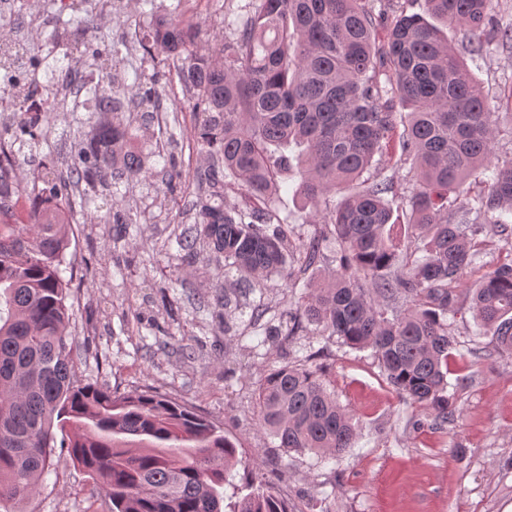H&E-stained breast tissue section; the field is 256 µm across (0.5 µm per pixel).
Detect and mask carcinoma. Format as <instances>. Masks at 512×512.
<instances>
[{
	"label": "carcinoma",
	"instance_id": "1",
	"mask_svg": "<svg viewBox=\"0 0 512 512\" xmlns=\"http://www.w3.org/2000/svg\"><path fill=\"white\" fill-rule=\"evenodd\" d=\"M384 22L380 46L365 0H250L246 20L216 38L210 56L189 53L193 28L176 11L157 20L142 45L165 55L193 93L203 114L197 144L212 159L194 172L199 212L178 240L182 259L205 246L224 258L226 276L249 280L284 270L288 232L273 225L268 203L283 190L279 176L291 161L271 147H304L295 157L298 192L322 224L299 247V259L311 267L332 244L338 265L285 310L288 335L328 334L372 350L396 392L448 424L456 417L446 395L448 313L474 261V236L484 227L508 231L512 161H493V151L502 127L512 133V112L488 111L444 29L512 42V22L497 17L493 0H424L422 12L402 8ZM83 35L75 16L56 32L103 57ZM89 93L95 111L112 119L84 134L67 175L51 169L41 177L23 215L16 209L25 195L13 179L16 152L36 147L27 136L41 114L23 113L15 128H5L11 140L0 137V512H15L13 505L36 491L54 465V428L67 426L73 437L61 447L99 482L111 512H288L260 486L239 492L235 445L190 408L157 392L120 395L75 380L69 284L59 270L70 216L61 204L79 183L107 189L116 165L153 178L127 148L132 134L117 101L94 87ZM403 119L401 154L416 164L404 223L385 199L390 181L371 175ZM477 170L488 173L484 189L450 207ZM228 177L251 209L224 208ZM400 230L423 256L402 257ZM471 310L496 352L512 357V259L484 274ZM255 404L260 422L289 452L339 456L356 443L349 413L317 369L269 370ZM129 436L147 447H130Z\"/></svg>",
	"mask_w": 512,
	"mask_h": 512
}]
</instances>
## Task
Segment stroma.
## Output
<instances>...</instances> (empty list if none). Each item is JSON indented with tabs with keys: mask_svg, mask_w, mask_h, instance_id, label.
<instances>
[{
	"mask_svg": "<svg viewBox=\"0 0 512 512\" xmlns=\"http://www.w3.org/2000/svg\"><path fill=\"white\" fill-rule=\"evenodd\" d=\"M247 0H202L195 17V51L204 53L225 23L240 19ZM25 54L54 59L74 53L54 42L68 20L57 0H16ZM177 0H92L98 20L89 35L112 53L114 92L128 108L134 148L146 159L154 180H172L173 194L124 176L109 190L79 187L72 196L69 246L60 275L71 283L70 321L76 376L118 393L153 390L206 417L237 449V481L263 485L282 499L288 512H507L512 507V358L495 352L480 335L469 310L470 288L512 257L506 240L478 234L476 261L455 295L449 313L454 345L448 359L447 394L457 407L454 422L400 398L368 349H354L334 336L271 335L282 312L307 291L328 258L301 267L295 247L313 230L314 218L295 189L296 170L283 175L287 189L271 202L288 226L289 277L274 274L262 285L225 280L224 263L201 248L182 262L178 237L196 220L193 170L208 162L195 129L199 116L179 82L156 80L161 66L138 38L151 18L169 13ZM483 82L489 111L503 109V91L512 86V46L490 41L486 54L470 61ZM155 83L153 104L131 108L140 85ZM90 95L64 101L49 116L39 147L18 159L25 185L47 168L66 169L73 146L97 120ZM393 141L372 168L393 179L387 199L406 206L413 180ZM130 213L133 222L115 238L109 213ZM264 305L261 320L251 318ZM320 367L328 390L358 427L353 448L339 457L317 458L278 448L260 424L254 391L263 375L285 364ZM20 512H109L99 484L73 467L65 449L36 493L19 503Z\"/></svg>",
	"mask_w": 512,
	"mask_h": 512,
	"instance_id": "35a3bbf8",
	"label": "stroma"
}]
</instances>
